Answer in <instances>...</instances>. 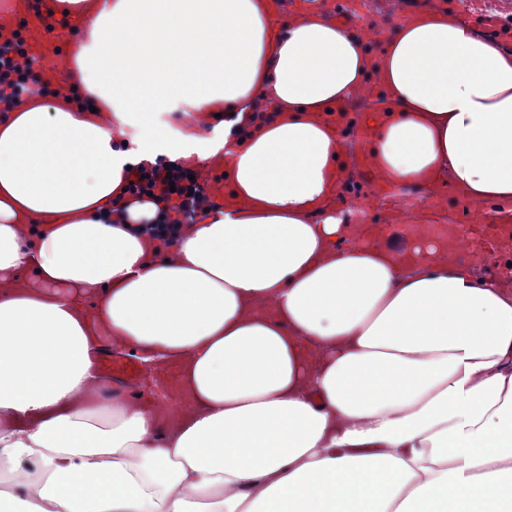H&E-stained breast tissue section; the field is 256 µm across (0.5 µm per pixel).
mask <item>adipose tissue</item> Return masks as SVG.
I'll use <instances>...</instances> for the list:
<instances>
[{"instance_id": "obj_1", "label": "adipose tissue", "mask_w": 512, "mask_h": 512, "mask_svg": "<svg viewBox=\"0 0 512 512\" xmlns=\"http://www.w3.org/2000/svg\"><path fill=\"white\" fill-rule=\"evenodd\" d=\"M67 2L74 91L0 111V512H512V289L464 225L394 245L336 212L326 120L378 89L376 179L445 177L480 221L512 205V47L439 0L365 30ZM166 159L224 162L237 206L150 237L126 171ZM105 344L177 389L112 393Z\"/></svg>"}]
</instances>
